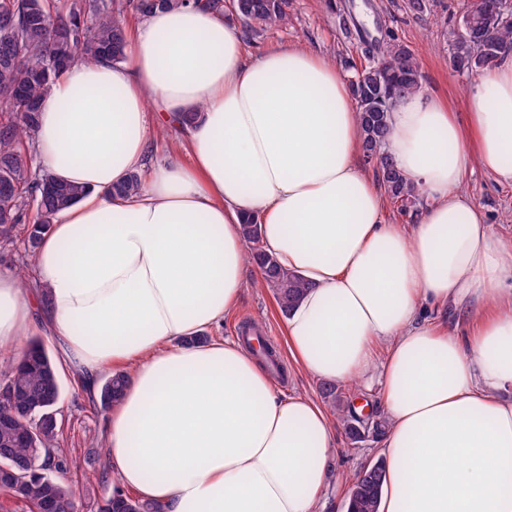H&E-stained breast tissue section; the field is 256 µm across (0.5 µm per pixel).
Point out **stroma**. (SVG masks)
Returning a JSON list of instances; mask_svg holds the SVG:
<instances>
[{
    "label": "stroma",
    "instance_id": "35a3bbf8",
    "mask_svg": "<svg viewBox=\"0 0 512 512\" xmlns=\"http://www.w3.org/2000/svg\"><path fill=\"white\" fill-rule=\"evenodd\" d=\"M461 3L462 0H429L428 13L418 18L407 11L406 0H335L336 7L332 10L327 8L325 0H292L291 24L257 36L247 33L243 40L251 51L293 43L338 63L344 59L360 60L358 44L362 38H375L384 30L393 32L418 55L424 89L446 99L453 111L463 115L467 112L466 94L471 80L449 68L444 37L448 25L458 17ZM462 190L484 209L487 222L495 232L512 236L511 185L498 184L491 175L477 168L466 175ZM252 322L262 326L285 368L284 373L273 376L281 394L320 397L321 382L298 372L288 356L283 336L284 316L269 288H250L217 333L238 341L242 338L243 325ZM29 333L42 337L49 355L59 363L61 395L56 413L63 430L61 448L69 459L82 512H95L97 501L112 486L93 478L84 479L83 473L88 469L89 459L102 455L104 415L94 410L90 398L76 385L75 370L64 364L57 343L47 336L44 327L33 325ZM378 456L375 436L355 442L344 427H337L325 512H344L352 478Z\"/></svg>",
    "mask_w": 512,
    "mask_h": 512
}]
</instances>
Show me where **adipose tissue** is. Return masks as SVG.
Segmentation results:
<instances>
[{
  "label": "adipose tissue",
  "mask_w": 512,
  "mask_h": 512,
  "mask_svg": "<svg viewBox=\"0 0 512 512\" xmlns=\"http://www.w3.org/2000/svg\"><path fill=\"white\" fill-rule=\"evenodd\" d=\"M154 102L172 120L203 114L160 165ZM468 107L459 123L421 90L391 112L386 151L429 204L389 224L333 62L289 43L247 51L201 0L141 17L123 61L73 64L41 101L38 158L83 193L28 282L0 268V347L40 317L86 390L127 372L105 423L122 493L165 512H317L328 412L279 395L246 347L212 334L251 286V220L309 285L283 325L295 367L380 388L379 512H512V236L461 191L476 167L512 184V55ZM133 173L139 191L114 195ZM449 310L465 333L440 322Z\"/></svg>",
  "instance_id": "adipose-tissue-1"
}]
</instances>
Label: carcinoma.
<instances>
[{"instance_id":"obj_1","label":"carcinoma","mask_w":512,"mask_h":512,"mask_svg":"<svg viewBox=\"0 0 512 512\" xmlns=\"http://www.w3.org/2000/svg\"><path fill=\"white\" fill-rule=\"evenodd\" d=\"M187 0H124L90 11L86 0H0V241L11 242L14 225L34 210L28 236L35 253L39 234L54 216L82 193L78 187L31 170V152L41 98L71 64L107 57L124 59L126 12L145 15ZM235 15L251 31L288 24L290 0H232ZM446 61L459 75L489 69L512 53V0L463 4L460 18L446 32ZM363 62L351 66L348 84L360 112L364 156L373 162L378 181L404 208L423 204L422 194L385 152L388 113L399 99L422 89L415 52L390 32L362 42ZM249 262L261 285L272 289L283 314L302 298L304 281L282 269L262 244L258 225L243 224ZM127 382L122 371L109 374L100 390V407L120 401ZM61 386L58 370L43 341L26 340L20 354L0 352V494L29 512H77L79 506L62 454V431L54 407ZM322 395L339 410L347 434L361 439L362 422L345 416L336 403V387ZM386 480L383 462L363 469L352 481L348 512H378ZM97 512H164L115 489L97 504Z\"/></svg>"}]
</instances>
